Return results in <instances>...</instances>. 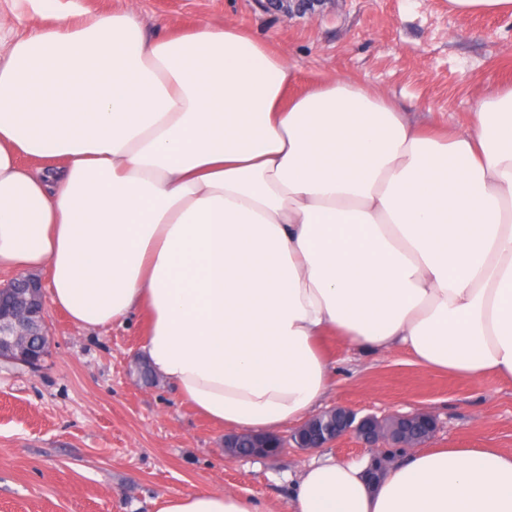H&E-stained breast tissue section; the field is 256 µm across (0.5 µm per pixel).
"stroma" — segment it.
Listing matches in <instances>:
<instances>
[{
    "mask_svg": "<svg viewBox=\"0 0 512 512\" xmlns=\"http://www.w3.org/2000/svg\"><path fill=\"white\" fill-rule=\"evenodd\" d=\"M146 30L230 23L295 75L291 93L347 78L383 93L417 124H466L478 98L512 87V15L450 12L448 0H331L284 16L257 0H136ZM38 369L0 363V512H157L162 497L242 493L291 512L289 483L311 455L288 446L271 461L224 452V429L163 380L137 377L144 320L87 329L47 307ZM328 405L387 416H435L431 448L512 453V381L470 380L400 352L360 355L337 338Z\"/></svg>",
    "mask_w": 512,
    "mask_h": 512,
    "instance_id": "1",
    "label": "stroma"
}]
</instances>
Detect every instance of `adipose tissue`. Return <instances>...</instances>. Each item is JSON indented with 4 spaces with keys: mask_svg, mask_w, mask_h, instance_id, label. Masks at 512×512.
Returning a JSON list of instances; mask_svg holds the SVG:
<instances>
[{
    "mask_svg": "<svg viewBox=\"0 0 512 512\" xmlns=\"http://www.w3.org/2000/svg\"><path fill=\"white\" fill-rule=\"evenodd\" d=\"M45 19L13 37L9 19ZM287 61L231 24L148 34L134 9L0 15V271L40 270L83 328L140 312V359L241 433L305 419L321 343L512 379V88L423 134L337 78L289 95ZM321 456L292 512H512V454L431 448L377 485ZM158 512H265L197 491Z\"/></svg>",
    "mask_w": 512,
    "mask_h": 512,
    "instance_id": "adipose-tissue-1",
    "label": "adipose tissue"
}]
</instances>
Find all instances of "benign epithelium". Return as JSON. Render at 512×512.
Returning a JSON list of instances; mask_svg holds the SVG:
<instances>
[{
  "label": "benign epithelium",
  "mask_w": 512,
  "mask_h": 512,
  "mask_svg": "<svg viewBox=\"0 0 512 512\" xmlns=\"http://www.w3.org/2000/svg\"><path fill=\"white\" fill-rule=\"evenodd\" d=\"M263 6H273L279 12H313L322 0H258ZM15 289L17 307L6 317L0 316V335L12 336L0 346V359L29 367L42 364L47 348L42 337L45 326L46 294L41 280L21 275L12 277L0 289ZM437 430L436 420L422 412L398 413L390 417L360 414L348 406H333L309 418L291 436L295 447L307 451L336 448L349 439L362 448H371L367 469L372 483L386 477L398 454L419 447L431 439ZM242 435H224V448L237 457L273 458L284 448L278 436L251 438L252 447L239 449Z\"/></svg>",
  "instance_id": "7a95c632"
}]
</instances>
